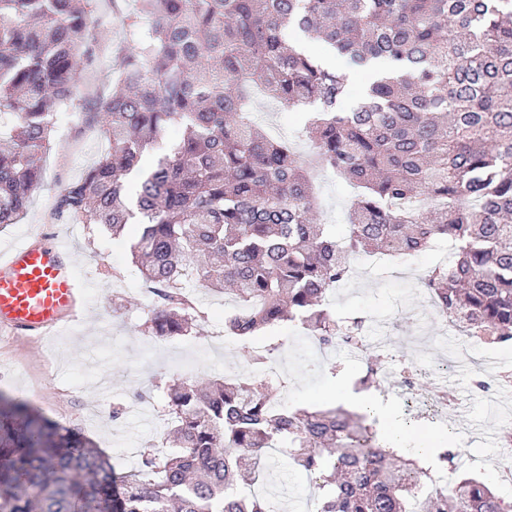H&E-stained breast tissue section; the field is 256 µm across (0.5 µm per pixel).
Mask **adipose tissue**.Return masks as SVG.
<instances>
[{
  "label": "adipose tissue",
  "mask_w": 512,
  "mask_h": 512,
  "mask_svg": "<svg viewBox=\"0 0 512 512\" xmlns=\"http://www.w3.org/2000/svg\"><path fill=\"white\" fill-rule=\"evenodd\" d=\"M335 393L338 403L376 419L389 444L411 451L413 460L419 466L426 468L435 463L437 449L434 444H412L404 428L395 418L391 401L354 391L348 383L347 375L344 374L336 378Z\"/></svg>",
  "instance_id": "obj_1"
}]
</instances>
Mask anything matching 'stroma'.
Listing matches in <instances>:
<instances>
[{"instance_id":"35a3bbf8","label":"stroma","mask_w":512,"mask_h":512,"mask_svg":"<svg viewBox=\"0 0 512 512\" xmlns=\"http://www.w3.org/2000/svg\"><path fill=\"white\" fill-rule=\"evenodd\" d=\"M129 2L97 0L98 21L87 37L101 51L77 75L86 91L85 104L76 108L79 119L54 131L52 147L43 157V181L26 216L0 228V250L35 233L70 231L78 274L91 282L90 317L82 329L51 342L0 337V373L8 377V394L18 399L27 390H38L53 408L55 420L80 428L123 470L136 468L140 450L164 441L172 427L168 420L128 412L132 400L147 394L155 408H162L159 386L166 379L220 380L244 373L253 352L252 342L234 339L225 345L217 340L236 302L232 296L203 290L197 296L203 316L191 335H145L143 324L152 302L143 293L130 238L71 223L54 211L59 184L82 177L106 150L95 107L98 97L111 89L117 58L129 43L124 19ZM316 191L319 222L330 225L333 234H342L357 188L332 176L317 184ZM433 262L428 251L373 266L366 259H352L354 275L330 291L329 307L342 318H364L368 329L389 337L387 349H369L368 357L383 365L407 360L417 366L414 396H400L384 384L379 392L390 395L399 421L410 427L431 425L433 438L461 449L460 469L482 478L492 468L499 447L496 436L502 423L512 419V406L497 404L494 393L477 389L479 375L492 370L484 360L468 368L449 363L456 339L443 337V318L420 286ZM266 341L287 358L278 393L294 405H331L330 364H340L353 382L366 371L365 364L343 351L330 360L319 357L307 332L291 323L275 327ZM117 406L123 412L116 418L112 411Z\"/></svg>"}]
</instances>
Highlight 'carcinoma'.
Masks as SVG:
<instances>
[{"label":"carcinoma","mask_w":512,"mask_h":512,"mask_svg":"<svg viewBox=\"0 0 512 512\" xmlns=\"http://www.w3.org/2000/svg\"><path fill=\"white\" fill-rule=\"evenodd\" d=\"M143 36L128 46L97 113L106 154L62 185L56 212L114 236L155 308L151 336H186L201 317L190 274L233 292L224 335L259 336L299 320L327 346L363 334L336 320L330 288L350 258L412 256L438 239L449 265L422 285L458 329L512 340V0H134ZM95 0H0V226L27 213L50 149V114L80 96L77 68ZM322 41L374 80L339 108L348 73L286 32ZM155 64L141 69L144 58ZM314 107L305 126L317 166L360 188L346 236L313 222V186L288 138L258 130L254 91ZM175 124L186 136L151 166ZM173 448H147L123 473L77 428L61 429L0 392V512H274L250 491L265 455L285 453L315 483V512H512L439 456L433 470L397 456L367 416L343 407L280 410L248 383L167 388Z\"/></svg>","instance_id":"carcinoma-1"}]
</instances>
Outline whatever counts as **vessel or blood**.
Instances as JSON below:
<instances>
[{
  "mask_svg": "<svg viewBox=\"0 0 512 512\" xmlns=\"http://www.w3.org/2000/svg\"><path fill=\"white\" fill-rule=\"evenodd\" d=\"M77 265L70 248L50 234L0 257V332L32 339L83 319L85 284Z\"/></svg>",
  "mask_w": 512,
  "mask_h": 512,
  "instance_id": "1",
  "label": "vessel or blood"
}]
</instances>
